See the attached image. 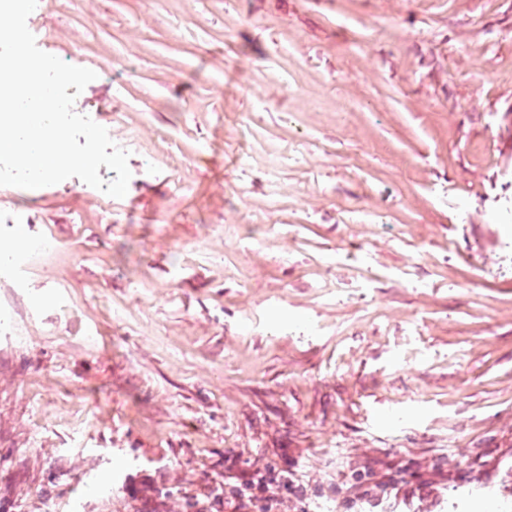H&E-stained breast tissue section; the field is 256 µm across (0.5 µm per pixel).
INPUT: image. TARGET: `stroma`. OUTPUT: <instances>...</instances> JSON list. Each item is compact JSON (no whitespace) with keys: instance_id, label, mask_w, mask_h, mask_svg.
I'll return each mask as SVG.
<instances>
[{"instance_id":"obj_1","label":"stroma","mask_w":512,"mask_h":512,"mask_svg":"<svg viewBox=\"0 0 512 512\" xmlns=\"http://www.w3.org/2000/svg\"><path fill=\"white\" fill-rule=\"evenodd\" d=\"M27 25L131 180L0 186V512H512V0ZM27 243L24 239L19 238L14 242L15 247ZM57 243L51 236H45L39 240L27 243L25 249H15L1 246L0 248V274L6 266L19 263L25 256L50 255L55 252Z\"/></svg>"}]
</instances>
